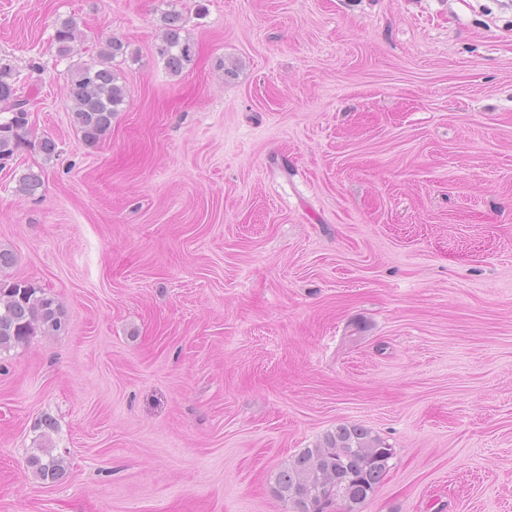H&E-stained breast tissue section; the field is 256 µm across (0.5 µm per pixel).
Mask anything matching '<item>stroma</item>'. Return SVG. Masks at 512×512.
Listing matches in <instances>:
<instances>
[{
  "mask_svg": "<svg viewBox=\"0 0 512 512\" xmlns=\"http://www.w3.org/2000/svg\"><path fill=\"white\" fill-rule=\"evenodd\" d=\"M109 34L89 146L66 82ZM0 58V249L67 323L0 354V512H292L278 471L342 424L394 450L355 512H512V0H0ZM160 26L162 39L157 53L172 72L179 73L193 61L196 54L195 43L182 35L183 17L176 10L166 12L161 17ZM78 38V29L72 19H66L56 25L53 43L58 55L66 56L72 50L71 44ZM97 60L78 65L67 80L74 126L88 144H97L112 127V118L125 102L120 73L112 62L126 57L129 45L108 35L99 43ZM0 58V161L11 160L29 142V100L16 86L11 64ZM49 438L45 435L39 448L27 459V465L43 484L53 485L64 475V461L47 448Z\"/></svg>",
  "mask_w": 512,
  "mask_h": 512,
  "instance_id": "35a3bbf8",
  "label": "stroma"
}]
</instances>
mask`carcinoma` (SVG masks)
Returning <instances> with one entry per match:
<instances>
[{"mask_svg":"<svg viewBox=\"0 0 512 512\" xmlns=\"http://www.w3.org/2000/svg\"><path fill=\"white\" fill-rule=\"evenodd\" d=\"M161 28L157 53L172 72L179 73L193 61L195 43L182 35L183 17L176 10L161 17ZM77 38L73 20L58 23L53 36L57 53L70 54ZM127 50L122 39L108 35L100 42L97 59L77 66L68 77L72 121L88 144L105 136L125 102L121 76L112 62L126 56ZM28 111L29 100L20 95L11 64L0 61V161L11 160L29 142ZM40 186L41 177L35 173H23L17 180V191L24 195L35 194ZM13 262L12 253L0 250V353L26 344L39 333L56 334L65 325L60 306L44 289L1 275ZM48 442L43 437L27 465L43 484L53 485L64 475V461L51 453ZM393 455V449L369 429L342 424L278 472L276 491L293 512H325L335 502L353 512L375 493Z\"/></svg>","mask_w":512,"mask_h":512,"instance_id":"1","label":"carcinoma"}]
</instances>
